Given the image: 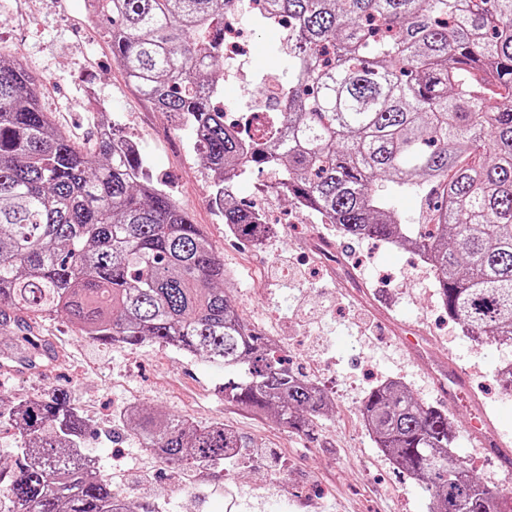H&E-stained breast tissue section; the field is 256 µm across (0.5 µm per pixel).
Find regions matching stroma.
I'll return each mask as SVG.
<instances>
[{"instance_id": "stroma-1", "label": "stroma", "mask_w": 512, "mask_h": 512, "mask_svg": "<svg viewBox=\"0 0 512 512\" xmlns=\"http://www.w3.org/2000/svg\"><path fill=\"white\" fill-rule=\"evenodd\" d=\"M236 19L250 44V77L245 88L225 79L229 106L243 93L258 95L261 74L288 64L283 27L256 24L245 10ZM0 50L41 81L42 107L77 142L94 138L99 112L117 120L206 231L231 273L225 287L242 317L279 337L290 366L321 368L334 386V407L310 434L294 433L270 413L225 403L223 368L151 342L99 346L61 316L33 329L53 356L35 371L1 375L0 396L68 391L91 421L83 450L101 474L131 496L161 497L165 512H429L427 494L376 447L359 408L373 386L394 378L424 405L443 408L430 373L454 364L468 383L449 415L452 451L484 484L512 494V478L466 435L468 422L485 417L491 431L512 438V389L497 379L512 347L481 344L453 328L434 274L421 269L417 254L375 240L342 241L293 201L261 195L260 186L276 179L269 170L242 176L235 196L264 203L276 234L261 248L231 235L210 204L214 174L187 130L129 83L104 31L88 24L85 0H0ZM320 237L339 248L326 263L314 250ZM402 327L422 338L420 352L403 346ZM134 403L200 426L224 423L248 443L247 458L225 465L220 483L164 463L119 425L121 410Z\"/></svg>"}]
</instances>
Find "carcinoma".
<instances>
[{
  "mask_svg": "<svg viewBox=\"0 0 512 512\" xmlns=\"http://www.w3.org/2000/svg\"><path fill=\"white\" fill-rule=\"evenodd\" d=\"M244 0H90L112 54L156 109L190 131L216 174L211 202L228 229L261 244L265 215L233 201L237 178L279 174L276 195L350 239L410 247L431 261L448 317L479 343L512 345V0H266L288 16V78L278 123H224V15ZM496 98L495 106L489 105ZM437 187L432 233L413 234L393 193ZM228 271L204 230L112 123L80 146L44 111L34 77L0 53V335L64 315L104 345L146 341L236 374L224 400L312 431L329 410L303 372L265 348L224 290ZM361 414L376 447L428 494L431 512H512L454 456L448 414L394 382ZM164 462L224 476L248 444L221 422L129 407L119 418ZM20 464L0 462V512H162L121 496L79 458L90 427L65 392L0 399Z\"/></svg>",
  "mask_w": 512,
  "mask_h": 512,
  "instance_id": "carcinoma-1",
  "label": "carcinoma"
}]
</instances>
